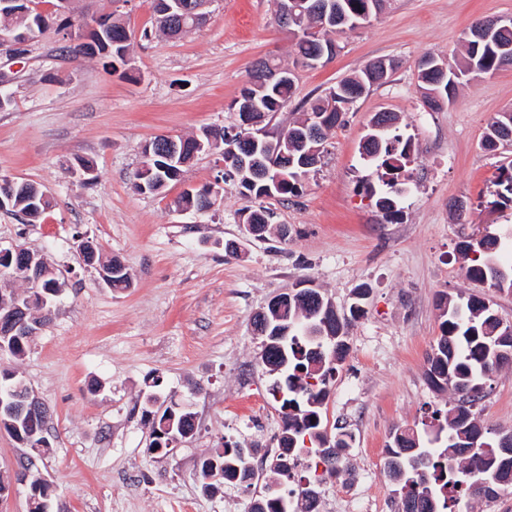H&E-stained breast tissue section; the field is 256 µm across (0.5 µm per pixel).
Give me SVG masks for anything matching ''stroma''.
I'll list each match as a JSON object with an SVG mask.
<instances>
[{
    "label": "stroma",
    "instance_id": "stroma-1",
    "mask_svg": "<svg viewBox=\"0 0 512 512\" xmlns=\"http://www.w3.org/2000/svg\"><path fill=\"white\" fill-rule=\"evenodd\" d=\"M56 0H38L53 25L14 58L0 49V176L34 183L50 199L36 221L0 211V246L43 252L63 285L54 315L11 361L50 411V447L36 452L0 430V471L32 459L53 483V512H250L251 492L205 493L199 460L241 442L275 447L281 403L260 360L252 318L275 296L307 280L346 313L357 289L363 314L348 327L349 351L329 384L323 419L355 437L349 470L319 486L322 512H399L383 459L395 427H412L455 397L432 390L428 357L440 334V295L475 293L512 323V293L469 280L464 237L512 227V203L493 205L492 182L512 163V145L485 152L495 114L512 110V68L460 87L452 103L424 106L417 64L454 59L477 20L512 15V0H387L362 27L338 35L336 57L298 64L293 35L277 21V0H210L201 28L170 38L155 26L153 0H72L74 15H113L128 30L127 76L102 56L70 52ZM293 70L295 93L272 124L288 128L341 78L375 59L396 63L333 129L323 157L288 198H266L274 228L247 235L234 184L203 216L180 212L186 186L214 180L221 152L200 154L163 193L133 187L144 144L190 137L235 120L231 103L253 63ZM399 117L414 143L400 212L384 216L363 190L375 168L360 145L375 113ZM96 169L82 183L79 160ZM467 201L455 215V201ZM288 228L280 238L275 228ZM99 244L130 271L115 291L86 267L77 245ZM234 240L241 250L226 253ZM192 398L197 431L166 456L150 451L144 397ZM489 438L512 432V366L491 381L476 410Z\"/></svg>",
    "mask_w": 512,
    "mask_h": 512
}]
</instances>
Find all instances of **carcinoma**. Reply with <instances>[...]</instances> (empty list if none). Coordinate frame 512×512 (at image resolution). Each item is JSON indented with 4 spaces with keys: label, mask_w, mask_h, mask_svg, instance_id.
<instances>
[{
    "label": "carcinoma",
    "mask_w": 512,
    "mask_h": 512,
    "mask_svg": "<svg viewBox=\"0 0 512 512\" xmlns=\"http://www.w3.org/2000/svg\"><path fill=\"white\" fill-rule=\"evenodd\" d=\"M329 9L346 20L345 26L353 30L380 12L385 0H325ZM290 30L297 36L298 59L313 60L323 44L328 41L329 31L321 26V20L312 12H296V20ZM464 56L450 64L434 55H426L417 66V78L423 89V103L431 109L440 102H452L459 86L483 75L512 67V23L489 29L483 38L476 39L471 32L464 33ZM377 84L368 68L355 76L342 79L324 96L317 97L302 116L321 115L325 118V132L340 126L346 112L371 86ZM294 92V78L258 94L253 108L272 117L288 106ZM391 125L381 130H369L365 135L363 156L384 170L378 176L379 185L367 184L366 190L376 198L375 205L387 216L398 214L399 203L406 193V183L400 173L410 162L414 145L411 138L398 133L396 117L390 116ZM512 142V110L494 116L488 124L483 146L496 151ZM318 145L307 137V132L297 120L288 131L272 137L249 150L241 149L243 156L238 176L239 194L250 205L245 207V223L270 222V213L252 202L261 199L272 190L283 198L299 193L302 180L310 171L303 158ZM274 156L285 178L278 183L258 177L254 168ZM168 162L156 158L152 162L153 173L146 182L147 192L158 194L173 181L164 170ZM495 195L502 203L512 202V164L499 169L494 182ZM35 188L16 189L12 207L26 214L34 205ZM42 206V205H40ZM45 202L42 209H47ZM512 244V232L506 230L487 243L491 252L482 250V244L471 238L459 242V251L473 255L467 268L468 277L478 283L492 281L501 264L499 252ZM309 288H299L284 303L271 320L268 335L277 336L276 344L260 351V360H266L278 369L277 379L271 385V394L288 407L283 413L282 432L278 448L269 464V476L265 490L256 496L251 512H293L290 497L277 489L271 493L266 488L280 486L296 478L298 495L304 502L305 512H316L312 504L310 480L296 471L302 458H316L329 465L327 474L337 476L346 471L348 451L353 434L345 427L336 428L332 440L334 448H321L323 439V403L328 393L332 373L346 359L349 346V323L363 312L362 295L365 288L355 292L349 306V314L328 309V298L323 303L308 299ZM440 336L429 356L427 381L437 391L448 389L456 395L455 404L444 415L434 416L428 428L433 433L437 447H425L417 431L412 428H396L390 433L386 445L384 472L395 485L394 492L401 499V512H455L461 494L481 497L475 487L477 477L501 478L504 484L496 486L494 496L512 489V447L507 448L504 438L496 442L486 441L480 428L474 424L475 408L485 397L487 381L501 369L493 357L499 353L512 356V325L500 319L492 306L477 295L444 298L440 302ZM158 401L149 394L143 402V414L151 420L150 450L168 454L169 435L177 433L185 439L193 435L195 425L191 411L176 403L158 412L148 405ZM253 448L241 444L217 448L200 459L199 479L202 489L215 493L221 487L204 482L206 468L217 466L223 472L222 482L234 487L248 488L256 478L252 459Z\"/></svg>",
    "instance_id": "cac0c4a2"
}]
</instances>
